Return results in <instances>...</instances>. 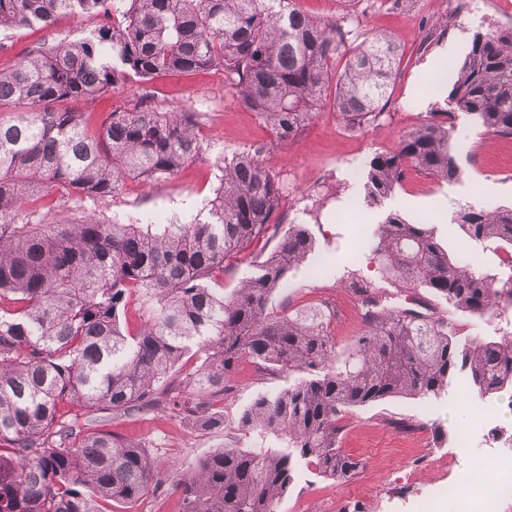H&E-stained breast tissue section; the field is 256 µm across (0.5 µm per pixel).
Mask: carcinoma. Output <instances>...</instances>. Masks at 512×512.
Instances as JSON below:
<instances>
[{
  "instance_id": "carcinoma-1",
  "label": "carcinoma",
  "mask_w": 512,
  "mask_h": 512,
  "mask_svg": "<svg viewBox=\"0 0 512 512\" xmlns=\"http://www.w3.org/2000/svg\"><path fill=\"white\" fill-rule=\"evenodd\" d=\"M0 0V32L51 27L57 17L107 21L74 40L43 41L0 70V512H131L177 474L182 512H279L302 467L345 482L361 461L341 448L343 413L391 398L438 400L458 380L480 398H512V336L463 335L438 312L386 305L337 352L330 311H269L274 291L314 251L304 224L282 228L279 178L262 148L222 159L203 219L190 224L106 220L94 210L61 224L58 202L113 201L128 179H172L204 155L200 118L147 105L164 74L222 70L276 144L292 141L328 95L349 128L380 117L398 47L385 34L355 45L337 19L288 0ZM137 81L136 104L101 122L75 112ZM512 137V29L472 32L453 80L424 121L363 174V204L379 208L412 167L461 180L458 120ZM452 221L478 249H512V207L467 203ZM272 244L224 293V268ZM370 249L379 281L348 287L367 305L397 292L492 321L512 306L500 281L454 259L428 224L389 211ZM244 360L294 374L240 414L237 442L188 470L139 440L98 425L174 413L201 434L224 428V396Z\"/></svg>"
}]
</instances>
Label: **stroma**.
I'll list each match as a JSON object with an SVG mask.
<instances>
[{
  "label": "stroma",
  "mask_w": 512,
  "mask_h": 512,
  "mask_svg": "<svg viewBox=\"0 0 512 512\" xmlns=\"http://www.w3.org/2000/svg\"><path fill=\"white\" fill-rule=\"evenodd\" d=\"M298 5L323 19L348 17L355 41L383 32L400 46L392 91L378 124L346 128L328 101L295 141L275 148L269 131L241 104L223 71L162 76L152 82L151 105L199 113L205 156L163 186L127 180L121 195L99 211L106 219L157 214L187 223L204 217L203 207L220 184L218 159L227 152L261 148L264 165L278 175L285 191L281 224L307 225L316 243L306 262L274 292L270 308L278 312L324 299L337 303L330 329L339 345L346 346L364 331L365 323L364 310L345 282L353 274L379 279L369 239L386 211L397 210L408 220L434 225L450 253L499 277L508 275L496 252L475 249L451 216L465 204L464 190L477 178L490 184L479 194V201L512 205V138L488 136L475 148L463 144L464 175L456 185H441L420 171H407L401 187L378 209L361 204L360 174L375 153L393 147L402 134L421 124L437 99V82L452 80L453 69L432 73L434 60L451 43L456 44L458 55H465L475 26L512 27V0H298ZM426 18L439 21L443 37L427 38L422 27ZM99 22L96 16H62L48 29L0 34V69L39 42L74 39ZM287 383V378L263 375L246 361L233 379L232 392L224 398L221 431L202 436L187 421L164 412L118 420L109 428L141 440L155 456L178 461L188 469L210 450L232 441L240 412L257 394L277 391ZM504 404L501 398L479 400L460 385L434 401L396 398L350 411L342 419L341 445L362 460V469L344 483L302 470L280 512H348L353 506L361 512H422L436 499L447 497L449 484L482 463L488 453L482 444L472 450L456 448L451 441L437 446L435 427L455 431L450 413L464 405L473 412L483 411L495 430L512 436V410H505ZM397 419L408 421L409 430L395 428Z\"/></svg>",
  "instance_id": "stroma-1"
}]
</instances>
